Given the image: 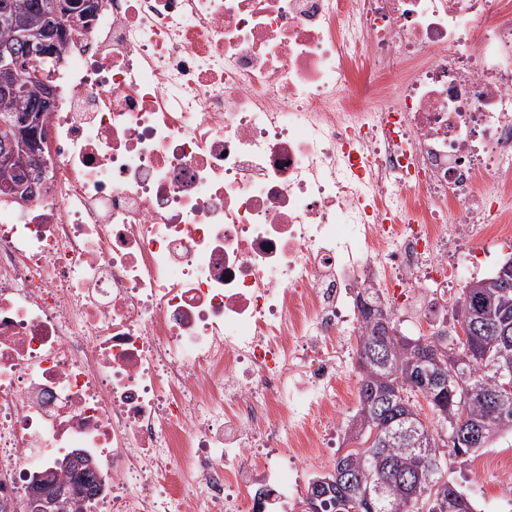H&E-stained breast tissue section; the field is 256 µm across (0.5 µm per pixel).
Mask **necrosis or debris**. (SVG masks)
Masks as SVG:
<instances>
[{
    "instance_id": "4bbe7bcc",
    "label": "necrosis or debris",
    "mask_w": 512,
    "mask_h": 512,
    "mask_svg": "<svg viewBox=\"0 0 512 512\" xmlns=\"http://www.w3.org/2000/svg\"><path fill=\"white\" fill-rule=\"evenodd\" d=\"M0 199V506H293L350 397L361 289L425 321L512 247V0H98ZM7 151L14 152L18 155V160L22 162V164L30 167H35L38 164V160L35 159V156L38 153L33 152V146L27 141H18L14 140L9 144H5ZM0 164V196L10 195L6 189L9 187L13 190L19 191L21 184L25 185L29 182L39 181L41 180V186L46 180L47 170L45 165L36 169L35 171H31L30 167H24L21 172V180H19L18 175L13 170L14 165L11 167H4L3 164H9L13 161V157L11 153L3 152L1 157ZM5 197V196H4ZM84 496L80 484L65 483L50 472H39L29 483L27 504L34 512H67L73 501Z\"/></svg>"
}]
</instances>
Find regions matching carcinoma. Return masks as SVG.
Returning a JSON list of instances; mask_svg holds the SVG:
<instances>
[{"instance_id":"1","label":"carcinoma","mask_w":512,"mask_h":512,"mask_svg":"<svg viewBox=\"0 0 512 512\" xmlns=\"http://www.w3.org/2000/svg\"><path fill=\"white\" fill-rule=\"evenodd\" d=\"M52 0H0V44L11 45L16 51L24 50L20 32L13 26L17 17L25 19L28 29L36 30L53 23L49 5ZM19 111L40 112L38 88L33 86L23 98L12 97L0 88V124L12 122ZM18 155L22 164H38L33 146L27 141L15 140L4 144ZM26 193L13 168L0 165V196L8 189ZM493 283L478 290L469 283L462 288V296L455 302L457 324L466 319L467 309L475 312L477 327L466 342L453 350L449 340L459 339L458 332L448 334L441 330L421 337L423 347L409 342V337L386 335L379 338L377 323L371 320L372 307L380 304V296L371 291L363 295L359 307L363 324L359 336L362 350L375 354L387 351L395 367L405 371L413 360L421 358L424 348L447 359V370L457 379L448 388L436 387L431 382L422 385L406 376L389 377V373L375 362L358 365V408L351 416L350 426L357 431L362 448L348 450L336 458L333 469L312 480L308 487L305 512H346L345 497L354 501L355 512H475L468 497L452 483L443 479L442 471L434 465L435 451L440 455L463 457L476 448L467 441L452 437V421H464L466 427L481 432L479 447L512 429V402L504 405L495 401L502 379L498 370L487 368L488 360L500 351L512 355V258L506 261L492 277ZM464 385H476L482 394L475 397L466 413L459 412L457 392ZM425 400L433 413L435 423L420 424L418 429L402 432L395 417L417 412L415 398ZM392 423L390 433L371 438L373 428ZM368 473L372 482L382 487V495L367 493V488L347 483L339 478L342 470ZM422 479L427 494L415 496L407 479Z\"/></svg>"}]
</instances>
